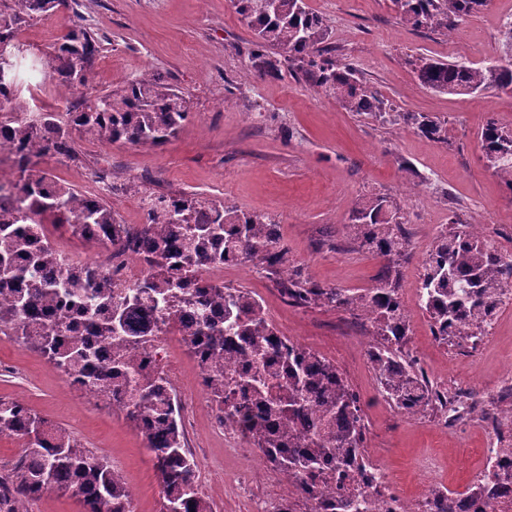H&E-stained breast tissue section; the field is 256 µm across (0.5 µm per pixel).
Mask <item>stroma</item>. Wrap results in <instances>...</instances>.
Masks as SVG:
<instances>
[{"label": "stroma", "mask_w": 512, "mask_h": 512, "mask_svg": "<svg viewBox=\"0 0 512 512\" xmlns=\"http://www.w3.org/2000/svg\"><path fill=\"white\" fill-rule=\"evenodd\" d=\"M78 3L34 20L18 41L42 57L71 28L87 27L101 40L89 87L62 91L27 69L20 77L24 108L64 112L146 71L161 74L194 102L189 120L164 147L82 141L77 159L43 161L60 182L83 192L91 170H109L117 189L106 201L119 223H143L147 191L218 197L242 211L273 216L289 260L314 280L360 289L373 285L380 261L348 241L350 210L359 197L384 194L408 221L412 256L401 280L408 298L419 287L426 250L451 220L512 238V192L478 144L488 120L512 128V93H443L421 85L416 73L424 59L479 66L493 58L502 25L512 19V0H488L448 36L401 23L391 0H305L327 26L337 58L360 70L399 111L444 121V143L403 124L345 111L316 93L288 62L275 75L255 76L249 63L253 31L231 0ZM215 280L252 291L280 333L336 363L364 404L369 451L403 490L468 477L474 461L464 451L482 446L481 430L471 425L449 434L435 427L433 416L400 415L380 393L363 354L369 323L327 307L291 305L271 279L242 266L225 268ZM488 333L493 341L484 352L456 360L453 345L434 341L429 318L416 310L406 349L430 379L446 374L487 393L500 379L504 359L512 357V317L498 319ZM0 397L25 401L106 458L136 490L135 512H160L161 481L141 434L123 414L66 391L53 364L10 339L0 342ZM187 444L203 451L197 480L211 483L207 496L217 512H247L237 486L244 470L253 472L272 501L287 498V481L255 457L225 455L224 439L209 419L194 417ZM429 454L438 456V466L419 471V460Z\"/></svg>", "instance_id": "obj_1"}]
</instances>
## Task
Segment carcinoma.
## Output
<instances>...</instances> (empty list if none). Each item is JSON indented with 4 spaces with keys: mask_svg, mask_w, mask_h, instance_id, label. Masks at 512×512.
Returning a JSON list of instances; mask_svg holds the SVG:
<instances>
[{
    "mask_svg": "<svg viewBox=\"0 0 512 512\" xmlns=\"http://www.w3.org/2000/svg\"><path fill=\"white\" fill-rule=\"evenodd\" d=\"M487 0H392L399 19L415 28L450 33L479 12ZM254 32L251 63L260 76L278 72L270 52L285 54L314 90L343 109L381 123L404 124L437 142L447 141L436 117L400 112L359 71L324 46L330 34L304 0H233ZM68 0H0V45L11 49L0 61V110L17 100L23 50L18 31L44 13L68 7ZM101 40L84 27L68 31L54 46L44 75L72 90L87 86ZM500 58L484 66L428 61L419 82L448 94L488 89L512 93V21L499 39ZM85 70L82 81L76 70ZM193 110L191 97L158 74L136 76L117 92L62 114L42 111L0 122V143L13 150L17 195L0 199V333L39 352L73 377L79 391L104 392L144 437L162 483L160 512H216L201 493L197 465L187 448L173 391L143 360L147 337L174 323L207 380V393L227 407L224 420L244 429L269 469L284 479L302 478L293 509L309 510L322 496L329 474L341 475L330 512H371L370 500L349 480L363 473V403L336 364L295 342H285L261 302L240 288L201 278L203 271L242 258L260 265L289 303L327 306L362 317L377 338L372 365L381 393L396 407L421 414L442 400L432 391L417 360L402 351L409 318L400 294V268L410 258V239L401 208L389 197L359 198L350 211L347 234L381 262L375 285L361 292L308 277L288 259L278 224L268 214L248 213L220 198L150 192L141 199L143 224H120L101 197L67 187L40 167L43 160L76 158L77 141H106L161 147L176 136ZM489 166L512 192V130L489 120L480 133ZM105 224L112 245L143 256L149 279L122 296L99 287L96 270L85 265L56 278V248L44 241L45 225ZM418 306L432 321V334L446 341L463 336L479 345L487 335L501 296L512 289V258L490 251L468 224L452 223L440 233L420 268ZM65 306L70 322L47 313ZM248 358L224 379V360ZM0 435L17 436L22 452L0 471V512H26L29 501L49 491L71 493L85 512H133L132 494L120 472L19 400H0Z\"/></svg>",
    "mask_w": 512,
    "mask_h": 512,
    "instance_id": "cac0c4a2",
    "label": "carcinoma"
}]
</instances>
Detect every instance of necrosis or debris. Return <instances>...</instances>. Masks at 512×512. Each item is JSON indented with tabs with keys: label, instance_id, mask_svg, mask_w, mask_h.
<instances>
[{
	"label": "necrosis or debris",
	"instance_id": "1",
	"mask_svg": "<svg viewBox=\"0 0 512 512\" xmlns=\"http://www.w3.org/2000/svg\"><path fill=\"white\" fill-rule=\"evenodd\" d=\"M81 239L95 244L92 257L83 256L76 248L63 247L59 251L61 270L89 261L125 288L141 284L149 277V268L142 260L109 245L107 227L90 225L82 230ZM437 384L451 387L456 400L455 411L440 419L439 427L453 431L473 423L485 434L483 447L473 451L480 460L477 472L469 480L448 487L446 493L424 492L413 496L396 492V477L372 458L366 472L356 475L355 489L371 500L373 512H443L450 497L461 500L463 512H512V420L503 419L504 411L512 412V365L487 397L474 396L471 387L448 382L444 377Z\"/></svg>",
	"mask_w": 512,
	"mask_h": 512
}]
</instances>
